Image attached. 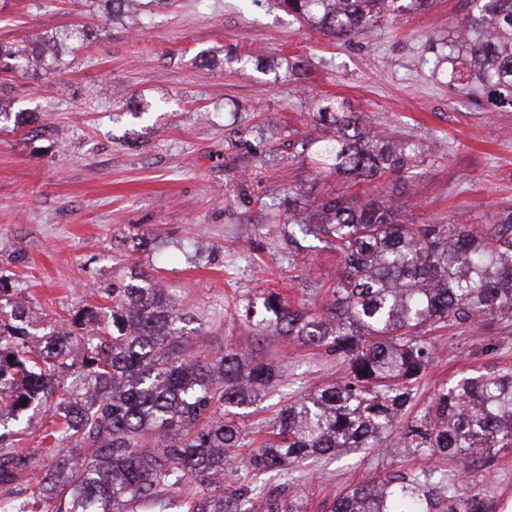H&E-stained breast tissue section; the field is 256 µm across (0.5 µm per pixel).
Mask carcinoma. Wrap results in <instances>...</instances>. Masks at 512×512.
<instances>
[{"instance_id": "obj_1", "label": "carcinoma", "mask_w": 512, "mask_h": 512, "mask_svg": "<svg viewBox=\"0 0 512 512\" xmlns=\"http://www.w3.org/2000/svg\"><path fill=\"white\" fill-rule=\"evenodd\" d=\"M113 20L130 0H88ZM476 8L441 50L448 88L483 107L512 109V0H472ZM288 14L329 38L356 39L392 17L425 11L432 0H282ZM88 40L83 25L45 33L26 45L0 42L11 70H53L74 44ZM314 122L330 121L329 138L301 141L302 155L320 174L363 182L405 181L421 154L414 143L373 133L361 115L331 96L316 100ZM287 223L304 236L329 239L343 270L318 310L299 309L281 294H258L265 317L246 314L254 336L272 330L320 347L346 365L347 375L281 410L272 440L238 457L242 426L224 413L274 387L282 374L234 348L209 360L186 356L181 342L190 319L171 293L135 274L106 289L111 318L84 311L73 325H96L77 336L63 324L41 343L19 325L24 311L0 287V398L21 425L24 412L57 388V447L51 469L31 489L28 512H136L169 504L160 493L190 480L202 491L186 512H302L295 500L267 489L265 475L284 462L299 464L345 449L377 448L396 432L409 454L453 459L458 474L407 470L365 480L327 512H495L481 458L512 445V369L467 373L439 389L414 416V384L426 372L437 329L512 326V210L475 232L465 224H416L389 196L306 199L285 189ZM70 444V453L59 445ZM242 463L256 481L228 483ZM21 458L0 448V482L11 481Z\"/></svg>"}]
</instances>
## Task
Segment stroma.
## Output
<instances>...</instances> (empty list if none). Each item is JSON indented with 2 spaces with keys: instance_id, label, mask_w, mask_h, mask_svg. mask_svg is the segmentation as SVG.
<instances>
[{
  "instance_id": "35a3bbf8",
  "label": "stroma",
  "mask_w": 512,
  "mask_h": 512,
  "mask_svg": "<svg viewBox=\"0 0 512 512\" xmlns=\"http://www.w3.org/2000/svg\"><path fill=\"white\" fill-rule=\"evenodd\" d=\"M472 8L434 0L348 41L298 23L279 0H157L133 25L103 24L83 0H0V42L73 23L92 30L56 70H0V285L24 304L29 331L48 333L85 309L110 312L113 279L145 271L190 316L192 355L233 347L280 368L281 383L242 420L247 448L264 445L281 408L345 372L322 349L259 338L241 323L266 288L320 308L341 269L325 239H289L283 190L335 197L386 187L317 174L302 156V139L333 133L309 118L316 97H339L367 124L420 145L422 163L397 190L416 223L478 228L512 210V110L454 93L447 68L433 63L434 45ZM434 337L414 410L462 373L512 367V328ZM54 426L44 410L0 439L26 462L0 484V502L22 507L47 474ZM394 441L287 467L268 484L324 512L365 479L452 468Z\"/></svg>"
}]
</instances>
